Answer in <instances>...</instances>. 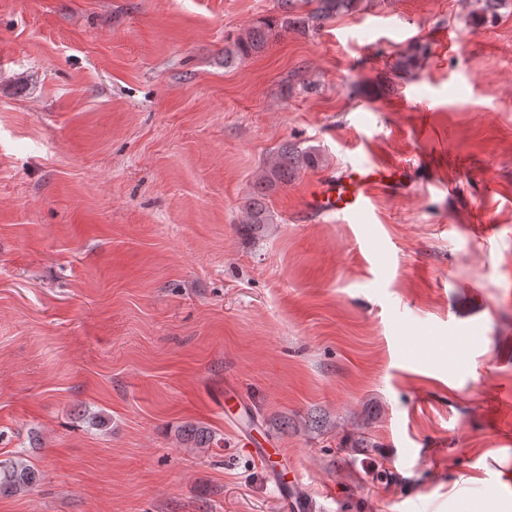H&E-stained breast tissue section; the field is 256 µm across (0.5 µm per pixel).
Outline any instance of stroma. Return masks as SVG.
<instances>
[{
    "label": "stroma",
    "mask_w": 512,
    "mask_h": 512,
    "mask_svg": "<svg viewBox=\"0 0 512 512\" xmlns=\"http://www.w3.org/2000/svg\"><path fill=\"white\" fill-rule=\"evenodd\" d=\"M473 8L362 0L228 68L278 0H0V459L43 475L0 512H284L254 429L310 512H463L512 472V0ZM286 142L313 160L247 224ZM376 158L410 187L306 211Z\"/></svg>",
    "instance_id": "35a3bbf8"
}]
</instances>
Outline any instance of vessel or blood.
I'll use <instances>...</instances> for the list:
<instances>
[{
	"label": "vessel or blood",
	"mask_w": 512,
	"mask_h": 512,
	"mask_svg": "<svg viewBox=\"0 0 512 512\" xmlns=\"http://www.w3.org/2000/svg\"><path fill=\"white\" fill-rule=\"evenodd\" d=\"M383 168V163L371 161L344 174L324 177L307 203L308 210L319 214H361L375 192L391 188L390 183L379 177ZM279 453V448L272 444L259 443L253 449L254 456L267 467L272 482L280 490L287 512H309V492L300 477L284 478L275 467L274 458Z\"/></svg>",
	"instance_id": "b4317fda"
}]
</instances>
